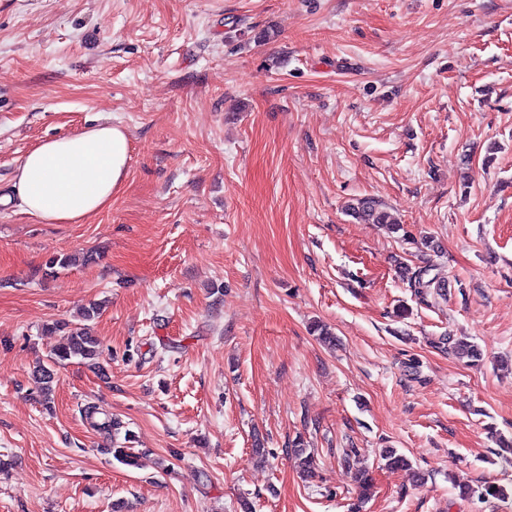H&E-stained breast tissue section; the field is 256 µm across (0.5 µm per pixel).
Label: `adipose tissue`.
Here are the masks:
<instances>
[{
	"label": "adipose tissue",
	"mask_w": 512,
	"mask_h": 512,
	"mask_svg": "<svg viewBox=\"0 0 512 512\" xmlns=\"http://www.w3.org/2000/svg\"><path fill=\"white\" fill-rule=\"evenodd\" d=\"M126 130L103 123L45 141L25 156L12 190L24 212L52 224H76L108 208L128 170Z\"/></svg>",
	"instance_id": "ef3b65f1"
}]
</instances>
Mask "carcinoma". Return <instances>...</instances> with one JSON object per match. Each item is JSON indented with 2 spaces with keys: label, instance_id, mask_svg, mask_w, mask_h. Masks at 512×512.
I'll use <instances>...</instances> for the list:
<instances>
[{
  "label": "carcinoma",
  "instance_id": "1",
  "mask_svg": "<svg viewBox=\"0 0 512 512\" xmlns=\"http://www.w3.org/2000/svg\"><path fill=\"white\" fill-rule=\"evenodd\" d=\"M348 210L351 216L364 223L384 224L395 232L401 230L400 221L384 208L382 204L372 198L358 199L355 203L349 205ZM398 269L402 277L409 281L411 287L418 289V292L423 293L427 291V289L432 288L435 290L436 294L440 296L445 295L446 287L443 281L434 278L429 280L425 279L428 273L427 268H419L412 272L408 266L400 264L398 265ZM46 331L62 334V342H60L54 350L51 363L38 366L34 372V380L37 384V389L43 401L47 403L49 402L52 384L55 379L52 366L62 364L73 358H79L88 362L95 361L99 357V342L97 338L92 336L90 332L87 331V328L81 324L57 322L47 327ZM446 344H448V349L457 355L465 356L474 362H479L482 359V353L478 346L463 338L450 336L446 338ZM85 413L86 416L92 420L93 426L100 431L112 434L119 429L120 423L109 416L104 417V419L100 421L95 420L97 411L94 406L87 407ZM293 453L299 458L301 470L307 474L312 472L315 466L314 453L304 448V443L299 440L294 443ZM382 457L386 462V466L390 468L410 467V462L407 457L398 453L394 448L383 449ZM355 482L360 499H368L374 487L372 472L365 467L357 468L355 472Z\"/></svg>",
  "mask_w": 512,
  "mask_h": 512
}]
</instances>
